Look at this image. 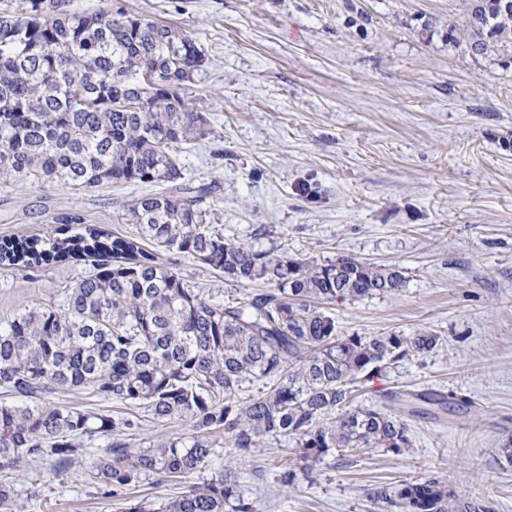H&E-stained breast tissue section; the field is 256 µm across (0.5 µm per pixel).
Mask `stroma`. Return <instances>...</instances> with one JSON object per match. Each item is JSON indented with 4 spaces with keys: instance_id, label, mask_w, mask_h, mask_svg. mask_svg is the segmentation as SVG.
I'll return each mask as SVG.
<instances>
[{
    "instance_id": "1",
    "label": "stroma",
    "mask_w": 512,
    "mask_h": 512,
    "mask_svg": "<svg viewBox=\"0 0 512 512\" xmlns=\"http://www.w3.org/2000/svg\"><path fill=\"white\" fill-rule=\"evenodd\" d=\"M77 12L122 8L190 32L208 65L195 96L212 136L179 154L186 179L217 186L227 237L326 265L341 257L397 267L388 294L330 305L341 334L427 331L442 347L356 382L355 404L396 409V391L455 393L467 409L407 417L410 446L317 460L284 436L250 460L213 456L198 483L233 469L258 512H387L367 498L430 472L450 491L512 512V66L466 49L469 0H69ZM146 184L95 192L0 181V239L47 235L78 214L134 233L124 204ZM92 268L68 262L0 271V321L61 301ZM296 479L283 486L286 470ZM27 512H126L179 488L140 479L109 497L87 466L12 474Z\"/></svg>"
}]
</instances>
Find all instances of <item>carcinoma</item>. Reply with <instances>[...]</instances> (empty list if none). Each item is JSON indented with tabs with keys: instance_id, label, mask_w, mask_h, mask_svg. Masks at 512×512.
Segmentation results:
<instances>
[{
	"instance_id": "carcinoma-1",
	"label": "carcinoma",
	"mask_w": 512,
	"mask_h": 512,
	"mask_svg": "<svg viewBox=\"0 0 512 512\" xmlns=\"http://www.w3.org/2000/svg\"><path fill=\"white\" fill-rule=\"evenodd\" d=\"M468 51L491 48L512 63V0H470ZM208 58L188 32L66 0H12L0 12V179L41 187H161L123 206L136 233L114 236L71 215L46 237L0 241V269L14 274L84 256L93 272L60 303L38 302L0 322V512H25L10 474L23 462L59 473L106 439L90 477L115 495L143 477L180 483L216 448L244 463L269 436H286L304 459L331 451L409 445L398 414L354 407L351 385L440 338L342 336L324 305L396 290L399 270L354 258L313 266L224 236L216 186L187 181L176 154L213 134L191 100ZM152 74V83L145 74ZM184 254L233 283L232 299L205 297L160 255ZM269 285L254 294L245 285ZM261 382L242 402L245 383ZM85 391L123 409L91 413L56 397ZM411 412H450L454 395H406ZM189 424V435L145 448L127 442L144 421ZM367 495L399 512H489L429 473ZM128 512H255L225 472L154 509Z\"/></svg>"
}]
</instances>
